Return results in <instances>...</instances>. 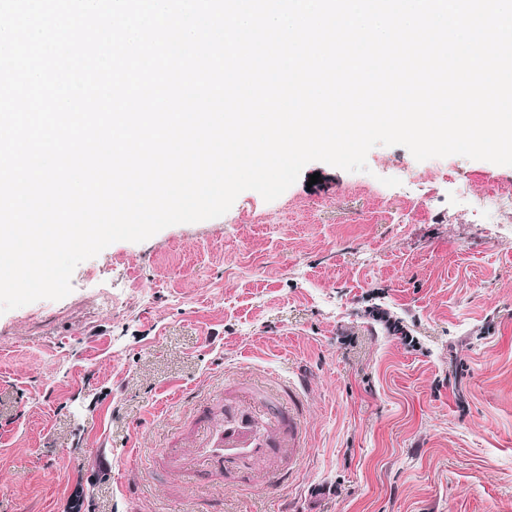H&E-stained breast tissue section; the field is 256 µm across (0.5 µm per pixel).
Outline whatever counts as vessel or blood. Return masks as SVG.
<instances>
[{
  "label": "vessel or blood",
  "mask_w": 512,
  "mask_h": 512,
  "mask_svg": "<svg viewBox=\"0 0 512 512\" xmlns=\"http://www.w3.org/2000/svg\"><path fill=\"white\" fill-rule=\"evenodd\" d=\"M303 386L272 383L255 375L224 385V402L200 404L191 434L161 449L158 466L168 475L208 482L271 484L292 478L307 451Z\"/></svg>",
  "instance_id": "1"
}]
</instances>
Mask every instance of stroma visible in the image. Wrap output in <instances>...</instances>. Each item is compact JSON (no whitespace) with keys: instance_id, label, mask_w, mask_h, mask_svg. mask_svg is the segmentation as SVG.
Segmentation results:
<instances>
[{"instance_id":"1","label":"stroma","mask_w":512,"mask_h":512,"mask_svg":"<svg viewBox=\"0 0 512 512\" xmlns=\"http://www.w3.org/2000/svg\"><path fill=\"white\" fill-rule=\"evenodd\" d=\"M367 165L309 163L274 201L115 242L65 298L0 314V512L76 491L82 512H512V166L399 145ZM461 182L497 193L498 225ZM245 374L305 382L293 481L155 479L193 397Z\"/></svg>"}]
</instances>
